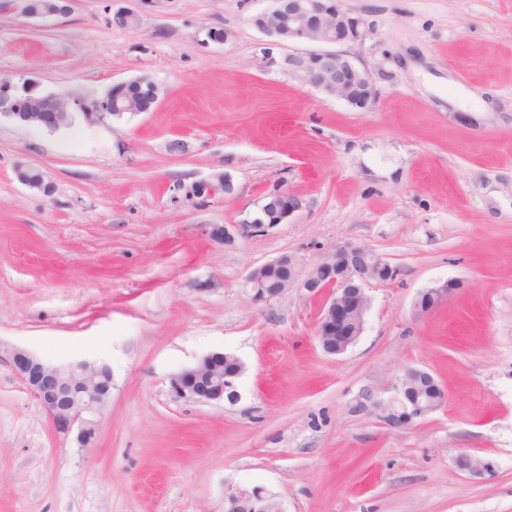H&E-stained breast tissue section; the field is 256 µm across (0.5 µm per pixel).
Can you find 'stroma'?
Instances as JSON below:
<instances>
[{
    "mask_svg": "<svg viewBox=\"0 0 512 512\" xmlns=\"http://www.w3.org/2000/svg\"><path fill=\"white\" fill-rule=\"evenodd\" d=\"M111 5L0 7V75L86 103L159 89L150 111L55 132L0 119V341L112 370L82 447L0 364V512H224L237 485L287 512H512V0H344L368 29L348 47L378 89L365 110L269 65L287 48L250 19L271 0H127L134 30ZM204 26L227 41L201 46ZM28 165L49 192L18 181ZM221 173L231 195L196 194ZM276 188L303 201L286 223L208 236ZM343 244L398 275L332 356L318 299L256 303L243 281ZM215 350L245 365L238 401L177 398L172 375ZM409 369L445 386L441 408L401 429L355 411ZM48 0H35V4L46 3ZM70 0H53L48 1V3L43 8H38L29 3V0H21L22 4V13L29 18H47L53 16H62L66 15L68 12ZM124 0H115L112 3V15L109 22L120 29H136L140 25L139 13L123 5Z\"/></svg>",
    "mask_w": 512,
    "mask_h": 512,
    "instance_id": "1",
    "label": "stroma"
}]
</instances>
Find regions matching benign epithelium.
I'll return each mask as SVG.
<instances>
[{"instance_id":"7a95c632","label":"benign epithelium","mask_w":512,"mask_h":512,"mask_svg":"<svg viewBox=\"0 0 512 512\" xmlns=\"http://www.w3.org/2000/svg\"><path fill=\"white\" fill-rule=\"evenodd\" d=\"M22 13L29 18H47L67 14L69 0H50L38 8L21 0ZM113 0L109 22L120 29H136L139 13ZM250 23L280 45L293 42L317 43L321 50H295L278 58H268L270 65L288 73L299 83L336 97L358 109L369 108L376 100L377 89L370 72L357 65L354 57L331 46L362 42L368 36L362 19L352 15L343 0H272L268 10L250 19ZM128 83L112 86L106 95L88 106L61 93H41L38 84L21 83L0 77V118L7 117L21 125H34L58 131L75 123L76 114L89 121L102 122L137 114L136 104L125 93ZM18 180L33 189L50 192L42 172L34 166L16 170ZM233 183L227 174L200 183L197 193L212 197L230 194ZM303 202L288 190L277 189L265 195L263 203L240 224L228 228L213 225L209 235L226 243L235 237L265 233L288 221L300 210ZM398 274L396 267L369 249L345 245L316 263L305 276H300L297 262L291 255H282L254 268L245 278L244 287L252 301L268 302L280 296L296 282L310 295L322 298V307L315 326L322 350L341 355L362 335L369 299L365 292L373 282H387ZM450 291L449 286L433 288L415 303L424 313L433 308ZM235 372L224 370V353L210 352L194 364L171 377V388L180 398L219 403L238 399V383L244 364L233 357ZM4 363L28 385L34 397L47 412L54 429L64 435L76 433L82 447L96 437L97 416L112 394V372L106 365L80 362L59 366L50 364L29 350L0 342V364ZM429 373L412 369L399 383L397 395L383 398L372 390L362 392L358 404L389 427H403L415 419L439 409L446 401V390L436 380L432 385L437 399L423 401L411 394L412 383ZM267 492L255 494L236 487L226 497L228 512H265Z\"/></svg>"}]
</instances>
